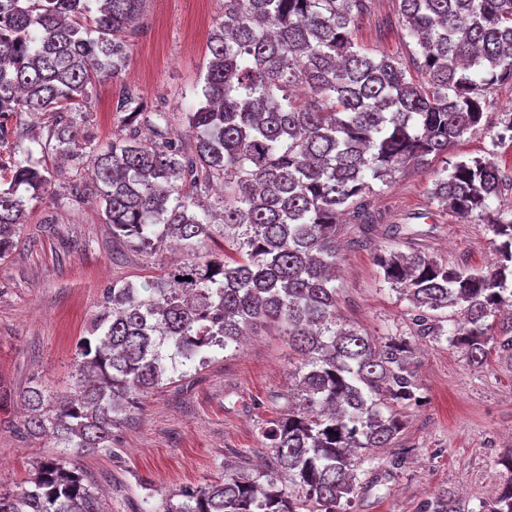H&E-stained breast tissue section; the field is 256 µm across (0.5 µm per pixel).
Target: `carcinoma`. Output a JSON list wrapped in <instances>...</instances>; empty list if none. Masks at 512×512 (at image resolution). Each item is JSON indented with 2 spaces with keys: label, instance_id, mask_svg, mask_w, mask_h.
Wrapping results in <instances>:
<instances>
[{
  "label": "carcinoma",
  "instance_id": "cac0c4a2",
  "mask_svg": "<svg viewBox=\"0 0 512 512\" xmlns=\"http://www.w3.org/2000/svg\"><path fill=\"white\" fill-rule=\"evenodd\" d=\"M146 0H0V258L15 246L31 202L94 201L112 236L145 249H188L163 278L107 289L80 341L73 394L50 403L31 387L32 436L73 449L43 460L28 486L0 488V512H108L78 458L112 447V430L168 374L184 377L248 329L275 327L296 364V407L263 431L266 484L224 470V481L182 492L165 512H344L359 452L392 448L399 406L420 402L411 345L381 341L336 314L339 218L368 231L384 217L372 182L441 156L476 129L488 95L512 82V0H398L397 15L425 79L401 59L374 58L353 34L371 0H224L208 40L197 104L150 108L120 86L112 140L86 130L97 84L120 76L128 34ZM43 116L41 157L16 117ZM82 169L61 193L45 157ZM512 181L493 162L459 161L431 195L491 224L494 262L448 266L421 252H381L384 279L416 312V335L445 330L433 312L460 314L451 342L481 368L491 349L512 357V219L491 208ZM220 215L206 200L215 188ZM234 230L229 236L226 230ZM222 249L208 248L215 236ZM288 484L277 486V475ZM419 512H465L451 497ZM482 512H512V476Z\"/></svg>",
  "mask_w": 512,
  "mask_h": 512
}]
</instances>
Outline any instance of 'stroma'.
<instances>
[{"instance_id": "stroma-1", "label": "stroma", "mask_w": 512, "mask_h": 512, "mask_svg": "<svg viewBox=\"0 0 512 512\" xmlns=\"http://www.w3.org/2000/svg\"><path fill=\"white\" fill-rule=\"evenodd\" d=\"M219 10L216 0H146L125 71L99 85L90 105L94 142L110 141L121 122L112 107L121 84L138 86L148 104L172 112L195 103ZM354 37L371 55L411 56L393 0H373ZM489 100L479 127L447 157L397 173L391 185L374 183L373 209L401 224L400 234L380 225L368 233L354 223L343 229L338 312L374 338L412 340L422 397L400 410L406 421L398 440L406 451L401 468H390V449L367 451L347 512H418L423 501L445 493L478 512L511 475L499 460L512 453V361L492 353L476 369L447 340L416 338L413 309L377 264L382 249H419L455 266L491 263L489 224L460 217L430 196L436 172L448 162L490 159L512 171V142L496 138L501 118L512 112V83L499 85ZM180 257L163 245L150 251L113 239L92 202L64 209L46 204L30 213L11 255L0 260V386L8 392L0 404L1 487L23 484L57 453L51 440L21 433L25 391L40 386L54 397L68 394L78 341L104 290L116 281L160 278ZM289 353L286 337L259 328L238 352H217L186 380L148 393L115 429L111 447L80 459L112 512H154L163 499L223 478L225 462L260 464L267 453L263 429L288 410Z\"/></svg>"}]
</instances>
